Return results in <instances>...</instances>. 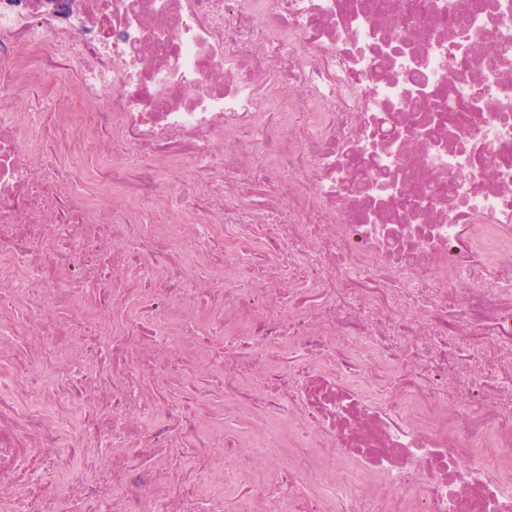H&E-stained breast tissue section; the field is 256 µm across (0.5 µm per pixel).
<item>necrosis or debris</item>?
<instances>
[{
	"mask_svg": "<svg viewBox=\"0 0 512 512\" xmlns=\"http://www.w3.org/2000/svg\"><path fill=\"white\" fill-rule=\"evenodd\" d=\"M385 2L0 0V512H512V0ZM69 85V70L68 69H57L54 71V75L51 83L44 89H38L32 93L30 104L24 110H12L8 112H27L30 123L34 122L44 112H51V103L56 100L57 97L64 94L68 90Z\"/></svg>",
	"mask_w": 512,
	"mask_h": 512,
	"instance_id": "4bbe7bcc",
	"label": "necrosis or debris"
}]
</instances>
